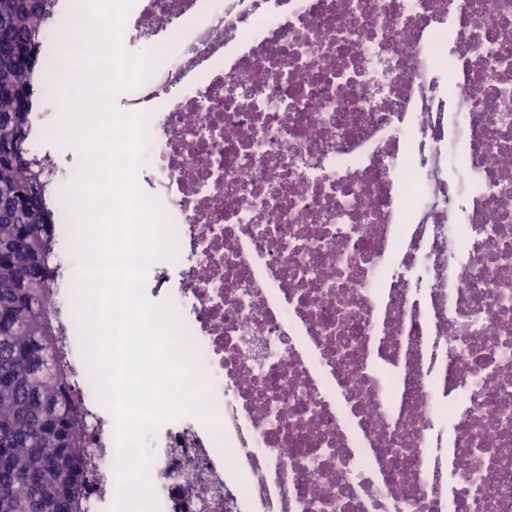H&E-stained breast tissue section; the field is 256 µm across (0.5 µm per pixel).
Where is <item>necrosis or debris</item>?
<instances>
[{"label":"necrosis or debris","mask_w":512,"mask_h":512,"mask_svg":"<svg viewBox=\"0 0 512 512\" xmlns=\"http://www.w3.org/2000/svg\"><path fill=\"white\" fill-rule=\"evenodd\" d=\"M36 62L70 0H49ZM126 111L207 410L151 440L156 512H512V0H133ZM54 238L74 168L40 157ZM68 253L50 303L119 498Z\"/></svg>","instance_id":"4bbe7bcc"}]
</instances>
